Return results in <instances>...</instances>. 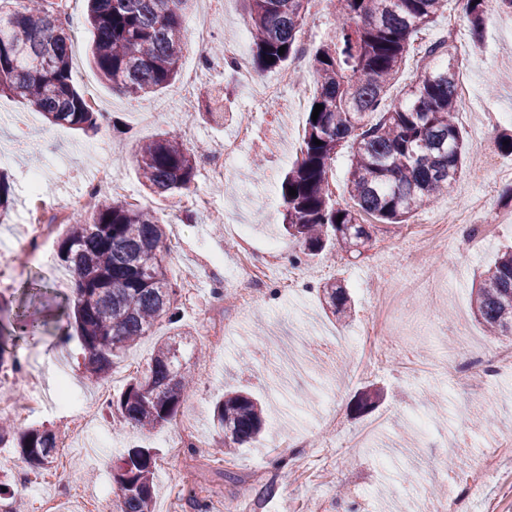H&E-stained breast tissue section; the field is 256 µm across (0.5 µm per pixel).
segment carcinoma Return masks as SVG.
Listing matches in <instances>:
<instances>
[{
  "instance_id": "carcinoma-1",
  "label": "carcinoma",
  "mask_w": 512,
  "mask_h": 512,
  "mask_svg": "<svg viewBox=\"0 0 512 512\" xmlns=\"http://www.w3.org/2000/svg\"><path fill=\"white\" fill-rule=\"evenodd\" d=\"M87 2L91 63L112 90L138 99L176 81L189 0ZM248 2L255 68L283 66L298 50L309 0ZM326 2L334 8L335 35L315 48L311 62L317 84L312 104L323 110L306 120L300 157L282 182L284 230L308 256L336 247L351 260L362 256L373 225L405 224L452 187L466 143L456 122L458 73L438 65L448 53L446 42L420 49V73L400 101H388L392 81L447 0ZM485 2L466 0L475 41L482 36ZM67 25L53 0H0V95L29 104L52 124L96 132L103 118L72 83ZM344 148L351 205L333 200L327 182L330 162ZM132 154L144 185L167 196L193 181L199 150L162 132L134 144ZM290 188L296 195L288 194ZM91 197L88 215L70 218L58 257L74 280L71 326L84 351L86 377L100 381L157 322H176V290L163 263L160 215L120 196L95 191ZM322 295L333 315L351 316V297L340 283H324ZM473 310L491 339L512 346V246L484 273ZM32 330L21 314L11 330L0 326V371L20 370L6 336ZM180 345L174 337L158 344L148 368L106 402L109 413L149 433L164 427L190 389L191 366ZM213 424L229 454L260 434L262 405L243 392L227 393L214 405ZM3 442L14 443L33 470L55 461L57 434L51 429L18 434L0 420ZM154 475V449H127L112 468L119 512H153Z\"/></svg>"
}]
</instances>
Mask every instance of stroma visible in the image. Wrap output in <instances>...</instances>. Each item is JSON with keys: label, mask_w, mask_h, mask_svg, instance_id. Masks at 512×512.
Wrapping results in <instances>:
<instances>
[{"label": "stroma", "mask_w": 512, "mask_h": 512, "mask_svg": "<svg viewBox=\"0 0 512 512\" xmlns=\"http://www.w3.org/2000/svg\"><path fill=\"white\" fill-rule=\"evenodd\" d=\"M63 8L73 43L72 83L83 96H95L114 124L86 134L50 124L30 105L0 97V170L10 177L12 198L9 209L0 214V239L8 242L28 233V194L37 178L46 196L73 197L74 210L81 213L85 187L93 181L97 166L116 162L130 193L140 197L144 207L166 216L176 201L172 195L150 194L129 154L135 142L177 130L183 116L173 105L155 121L144 116L151 102L172 104L176 87L138 100L113 92L88 60L92 34L85 24L84 0H65ZM247 8L246 0H196L186 14L181 76L199 68L200 49L191 35L193 27L210 22L216 31L215 43H222L225 34L245 25ZM422 39L447 41L446 61L455 70H466L476 89L479 111L512 109V70L495 72L491 56L498 48L512 51V12L488 0L482 38L476 42L469 31L465 0H448ZM242 113L254 114L256 131L244 145L245 166L234 168L232 180L216 195L215 208L224 213L225 223L199 214L166 227L165 262L177 290L178 321L157 325L153 335L128 350L115 367L122 373L129 361L147 364L159 337L187 333L185 356L195 366L197 382L177 417L194 421L207 447L167 448L165 438L176 433V422L147 433L103 411L94 431L86 436L88 449H72L63 471H31L33 486L27 490L17 487V470L23 465L18 449L0 445V476L6 481L7 494L17 495L25 512H38L39 494H51L57 480L64 479L71 492L60 502L61 512H89L98 495L117 496L112 465L129 446L139 443L158 450L154 512H167L172 500L180 512H195L197 500L207 503L208 512H420V501L432 499L433 487L446 488L457 481L482 491L481 497L470 500L466 512H512V455L501 459L494 471L477 467L461 446L470 428L458 410L463 403L491 419L483 439L512 435V374L480 381L472 392L456 389L454 373L444 364L416 376L399 369L402 360L417 361L429 354L421 337L426 324L438 326L448 348H455V327L448 318L447 304L409 291L400 311L403 335L383 339L386 360L368 371L359 370L358 353L347 343L371 314L376 283L417 279L411 259L420 252L422 242L409 234L407 225H377L363 256L352 262L304 258L293 267V289L271 285L248 310L229 303L238 261L232 225H248L258 251L277 243L280 262H287L289 254L298 249L282 229L281 182L299 155L307 119L303 112H256L251 93L240 88L231 73L215 71L197 84L196 107L190 115L195 147L206 155L217 151L234 133ZM456 121L475 145L472 161L458 186L419 209L412 222L433 223L445 212L449 196L459 195L461 188L489 196L490 208L480 221L496 224L497 229L483 255L473 257L456 243L428 259L430 275L440 277L454 269L453 287L468 313L478 274L512 245V224L496 222L498 213L512 211V201L502 197L508 182L487 166L491 156L504 163L512 161L497 146L500 136L512 135V122L490 127L480 146L473 114L458 111ZM381 240L391 242V250L378 251ZM213 254L224 262L218 278L204 264ZM14 263L20 272L0 279V303L12 310L24 308L29 319L43 329L39 336L16 340L13 351L25 369L14 374V384L18 394H25L28 370L43 368V390L49 399L47 408L17 423L16 428L43 426L64 434L84 410L96 407L101 394H118L124 384L105 379L89 385L78 340L61 344L59 331L68 324L66 307L72 283L60 259L40 263L18 257ZM188 265L198 270L191 288L183 287L180 280L182 267ZM35 278L43 279L49 291L33 301L25 295L24 286ZM329 279L340 280L353 297L356 311L351 318H337L325 309L319 289ZM299 328L310 345L326 336L340 341L335 360L312 356L306 371L288 369V358L299 352L298 347L289 346L288 338ZM234 390L248 391L266 404V426L258 441L226 457L215 451L219 434L212 407L224 393ZM365 390L377 392L378 398L372 410L360 415L353 405ZM330 408L336 411L332 428L324 422ZM414 415L429 420L425 438H417L413 431L410 418ZM375 422L382 423V435L367 447H352V437ZM446 457L453 462L452 470L438 465ZM275 474L280 477L276 497L257 504L247 492L248 484Z\"/></svg>", "instance_id": "1"}]
</instances>
